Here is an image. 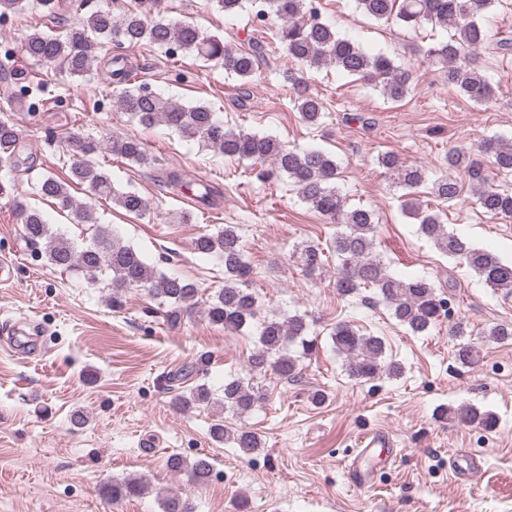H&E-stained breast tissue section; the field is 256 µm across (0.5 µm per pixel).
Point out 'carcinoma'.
<instances>
[{"mask_svg":"<svg viewBox=\"0 0 512 512\" xmlns=\"http://www.w3.org/2000/svg\"><path fill=\"white\" fill-rule=\"evenodd\" d=\"M213 7L226 14H234L252 4L255 16L263 21L275 16L282 21L279 40L288 55L311 67L334 65L347 76L380 88L391 100H402L410 92V74L384 53H368L351 40L340 36L336 28L318 15L313 0H209ZM357 8L377 21L390 20L409 28L423 24L451 27L454 33L446 41L427 50L426 58L438 67L448 84L476 103L491 96V86L482 70L470 58L478 48L493 46L506 55L512 52V39L504 35L490 42L488 32L478 22L495 0H355ZM152 0H135L120 16H115L108 5L98 6L85 13L62 37L37 27L23 34L20 50L34 66V77L19 91L0 98V163L11 168L21 164L20 149L25 134L16 125L12 112L16 111L18 94L32 100L48 86L46 76L57 66L65 67L71 77L82 78L93 68L95 49L111 44L107 53L108 74L113 84V95L119 108L135 118L144 127L164 125L188 141H197L216 154L269 161L286 176L296 188L300 199L312 210L340 230L331 240V252L336 255V290L343 297L360 294L363 288L376 290L381 301L395 319L414 335L422 334L438 324L447 313V301L437 293L432 281L421 276H400L387 271L375 251L377 224L374 213L365 208H349L345 198L336 189L338 166L334 157L322 150L290 148L277 137L267 134L232 130L224 127L216 112L205 104L185 105L164 99L146 87L129 89L125 83L131 74L128 57L120 49L128 45L149 44L159 48H173L189 53L207 62H215L242 80H250L264 59L263 46L254 41L247 50L231 51L218 36H207L196 26L185 23H166L150 18ZM43 16L56 13L55 0H0V19L16 17L30 9ZM294 110L308 126H317L323 117V103L303 90L296 92ZM63 154L69 157L70 183L45 176L35 186V195L52 200L57 208L67 213L75 224L93 222L87 203L76 199L70 184L82 185L88 192L130 213L140 215L148 210V201L134 190L115 187L110 174L91 159L101 144L80 135L64 139ZM106 149L112 154L142 166L153 161L146 143L136 135L114 138ZM493 166L504 172L512 171V142L488 139L481 146ZM378 163L391 183L406 190H415L424 182V171L415 164H406L392 153L379 157ZM448 167L465 170L473 182V191L479 206L492 217H512V192L488 184L467 153L448 152ZM166 187L173 195L189 193L199 207L216 209L223 199L221 190L209 183H191L178 170L166 175ZM459 183L452 177L434 181L432 194L443 203L459 196ZM404 209L415 219L419 233L430 241L441 254L461 261L490 288L512 293V263L500 259L493 252L478 248L450 230L440 214L424 210L415 201H404ZM26 239L44 243L47 261L63 270L82 274L92 282L104 281L111 290L112 305L120 306V297L128 288H143L148 294L167 305V323L173 327L182 320L183 309L195 304L197 287L177 276H169L147 264L142 252L114 234L101 230L92 242L78 248L69 239L54 232L39 208L21 205L18 209ZM194 251L204 257H216L224 264V286L215 294L204 310L209 323L226 331L248 332L255 336V348L248 363L249 377L229 376L224 379L223 398L215 396L207 383H197L174 397L180 410L211 408L220 403L224 410L236 415L248 414L264 405L269 390L260 378L267 372L281 379L297 377L299 361L315 353L317 337L309 335L304 316L270 317L258 320L259 301L246 282L252 268L245 259L237 225L224 224L212 232L200 234L194 240ZM293 257L309 275L322 271L328 261L325 249L314 242H301ZM452 336L460 339L455 359L463 366L474 365L481 358V348L464 340L466 332L461 322L452 325ZM489 341L507 343L512 340V323L490 326L484 333ZM337 355L346 362L349 376L369 382L380 375L398 377L402 366L386 354L383 338L362 335L348 324H337L331 333ZM210 357L202 354L190 365L167 376L168 386L188 382L202 373ZM441 416L450 421L472 424L492 431L498 425L495 414L474 406L448 407ZM211 439L216 443H230L247 455L264 448L261 435L249 428H232L219 417L210 427ZM166 466L174 474H184L194 485L209 482L212 469L205 458L192 462L178 454L167 457ZM145 484L139 479L114 481L105 493L114 501L138 497ZM162 512H195L187 494L168 490L160 498Z\"/></svg>","mask_w":512,"mask_h":512,"instance_id":"cac0c4a2","label":"carcinoma"}]
</instances>
